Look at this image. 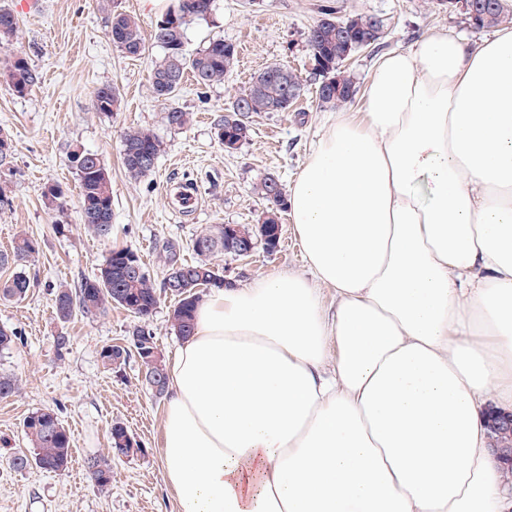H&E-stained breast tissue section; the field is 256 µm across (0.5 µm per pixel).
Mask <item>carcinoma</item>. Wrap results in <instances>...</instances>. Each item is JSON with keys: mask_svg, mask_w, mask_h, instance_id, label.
Listing matches in <instances>:
<instances>
[{"mask_svg": "<svg viewBox=\"0 0 512 512\" xmlns=\"http://www.w3.org/2000/svg\"><path fill=\"white\" fill-rule=\"evenodd\" d=\"M213 0H174L164 18L170 26L154 30V40L164 48V55L155 60L149 80L157 100L167 103L186 73H191L198 85L208 88L224 81L237 61V48L222 39L211 41L207 47L194 55L185 52V31L196 20L205 19L212 12ZM473 10L465 11L466 19L475 28L497 26L512 21V9L506 0H472ZM100 7L110 12L109 35L112 43L129 56H141L146 52L145 39L139 21L121 12L112 10V0H100ZM385 30V21L374 14H355L347 18L334 16L331 9L315 23L307 33V46L313 60V78L318 80V99L323 105L340 107L352 101L350 89L355 83L347 70L343 69L346 57L365 48L379 46L374 37L377 31ZM18 32V19L6 6H0V45L11 41ZM5 77L13 91L26 94L38 82V75L23 57H15L6 67ZM302 80L285 65L275 63L267 66L250 86L236 93L224 107V123L217 129V138L223 142L245 141L251 133V118L263 112H284L297 100L302 90ZM120 104L115 87L104 85L93 92V107L98 112L112 113ZM162 121L173 128H183L191 121L190 113L167 104ZM163 152V143L156 135L144 128L129 129L123 133V160L128 175L140 179L153 172V168L142 164L141 157L155 159ZM80 185L81 219L83 224L100 238L110 234L112 226L111 179L105 166L95 169L76 167ZM257 195L264 201L261 223L255 225L235 224L224 227L212 225L199 232L193 241L198 259L192 263L170 264L169 270L179 274L189 289L173 294L176 300L171 323L178 335L186 338L195 327V311L201 301L196 288H222L224 274L213 262L219 253L233 255L244 236L252 241L262 240L268 229L279 223V212L285 205L283 184L275 176L265 178L256 187ZM264 241V240H262ZM269 252L277 248L270 240L264 241ZM35 251L33 242L21 237L13 246L12 255H0V263L9 261L20 264ZM136 256L128 249L110 252L98 273L81 282L74 290L58 288L55 294V314L66 321L80 311L97 315L117 304L133 314L136 322L128 331V345H110L102 350V361L109 369H118L134 355L145 373L159 374L162 383H167L166 364L152 354L157 348L150 317L158 302L157 289L146 270L129 274L126 256ZM31 288L30 280L18 274L0 285V299L19 300ZM24 432L30 441L33 454L18 453L11 457L17 470L36 465L46 471L61 473L68 468L74 439L63 426L58 414L52 410L31 413L24 421ZM111 448L116 455H128L127 448L133 436L121 422L112 424ZM85 470L90 481L99 490L108 489L112 478L111 460L105 457H90L85 461Z\"/></svg>", "mask_w": 512, "mask_h": 512, "instance_id": "cac0c4a2", "label": "carcinoma"}]
</instances>
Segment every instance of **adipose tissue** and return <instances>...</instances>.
I'll list each match as a JSON object with an SVG mask.
<instances>
[{"mask_svg":"<svg viewBox=\"0 0 512 512\" xmlns=\"http://www.w3.org/2000/svg\"><path fill=\"white\" fill-rule=\"evenodd\" d=\"M364 96L289 188L307 274L212 289L167 368L177 512H512V28L383 54Z\"/></svg>","mask_w":512,"mask_h":512,"instance_id":"ef3b65f1","label":"adipose tissue"}]
</instances>
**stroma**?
<instances>
[{
    "mask_svg": "<svg viewBox=\"0 0 512 512\" xmlns=\"http://www.w3.org/2000/svg\"><path fill=\"white\" fill-rule=\"evenodd\" d=\"M15 10L19 36L0 50V69L22 56L40 81L26 95L13 92L0 77V129L9 132L14 155L0 168V253L10 252L18 235L36 245L23 266L0 265V284L25 272L31 288L24 299L0 300V327L17 335L0 349V374L20 383L17 395L0 399V512H176L160 460L163 401L146 386L137 358L120 371L104 367L101 352L125 345L135 319L120 306L102 315L75 313L60 321L54 312L59 286L76 288L94 276L111 250L129 248L141 258L155 282H162L170 261L197 258L193 240L212 224L257 223L264 203L254 192L262 179L275 176L291 185L318 138L326 110L311 76L313 60L307 32L324 6L339 17L376 14L386 22L380 49L356 53L346 66L358 96L347 104L362 111L364 89L380 53L408 48L422 36L451 30L469 41L486 38L470 27L460 10L439 0H214L209 19L190 24L185 49L194 54L210 41L236 45L240 58L222 83L199 88L185 76L172 103L190 113L184 128L166 126L163 105L155 97L148 72L163 55L153 33L161 15L142 0H112L114 10L136 16L148 47L130 57L108 35L99 0H35L21 11L22 0H0ZM273 63L288 65L304 91L286 112L257 117L249 138L228 150L217 138L224 105L237 91ZM110 84L120 95L117 111L94 110L95 88ZM150 129L164 151L153 172L131 179L123 166V133ZM92 152L104 163L112 184V232L99 238L81 221L80 189L72 154ZM197 188L196 202L182 212L175 197L179 183ZM59 186L62 204L48 206L44 193ZM275 251L256 248L247 257L221 255L215 263L233 285L250 283L284 271L305 273L303 254L289 216H281ZM67 337L59 349V337ZM52 409L74 438L64 474L37 466L11 468L12 453L29 451L23 421L32 412ZM122 422L140 442V452L115 457L109 431ZM112 459V483L102 492L88 480L86 458Z\"/></svg>",
    "mask_w": 512,
    "mask_h": 512,
    "instance_id": "obj_1",
    "label": "stroma"
}]
</instances>
